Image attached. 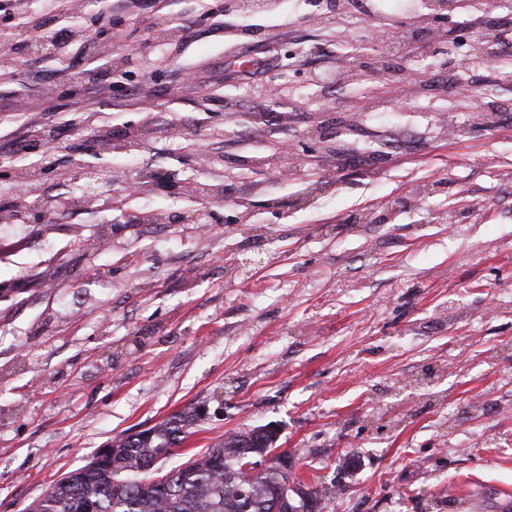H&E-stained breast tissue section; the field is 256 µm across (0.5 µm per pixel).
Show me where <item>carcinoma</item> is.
Segmentation results:
<instances>
[{
  "label": "carcinoma",
  "mask_w": 512,
  "mask_h": 512,
  "mask_svg": "<svg viewBox=\"0 0 512 512\" xmlns=\"http://www.w3.org/2000/svg\"><path fill=\"white\" fill-rule=\"evenodd\" d=\"M204 415L191 405L134 441L125 436L119 448L107 445L26 512H273L277 498L292 499L293 512H312L310 503L334 497L326 486L299 494L276 464L244 471L267 448L251 429L228 435L157 480L151 465L172 456Z\"/></svg>",
  "instance_id": "cac0c4a2"
}]
</instances>
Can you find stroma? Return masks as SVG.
Instances as JSON below:
<instances>
[{"label": "stroma", "mask_w": 512, "mask_h": 512, "mask_svg": "<svg viewBox=\"0 0 512 512\" xmlns=\"http://www.w3.org/2000/svg\"><path fill=\"white\" fill-rule=\"evenodd\" d=\"M316 13L275 0L250 34L220 0H75L69 51L0 70V203L23 177L40 204L0 223V512L193 403L169 466L274 423L291 480L337 485L324 512H496L512 492V45L477 53L512 0L421 35H446L474 102L440 55L388 84L373 18ZM165 18L192 28L168 39ZM45 131L75 153L47 155ZM144 161L164 187L83 202L89 174ZM200 182L212 216L183 223Z\"/></svg>", "instance_id": "1"}]
</instances>
